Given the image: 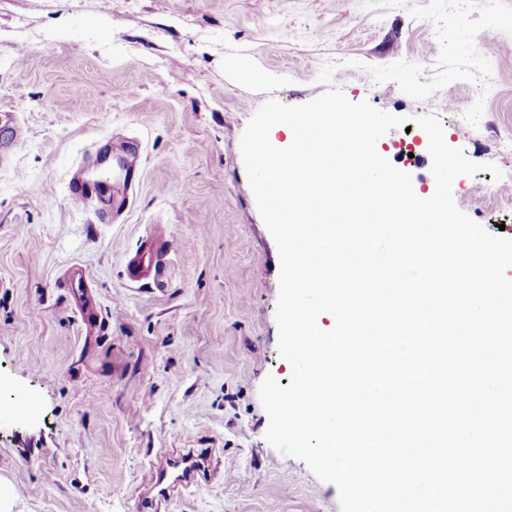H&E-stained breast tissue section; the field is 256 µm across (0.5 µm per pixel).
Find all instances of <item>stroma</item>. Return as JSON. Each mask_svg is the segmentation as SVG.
Returning a JSON list of instances; mask_svg holds the SVG:
<instances>
[{
	"mask_svg": "<svg viewBox=\"0 0 512 512\" xmlns=\"http://www.w3.org/2000/svg\"><path fill=\"white\" fill-rule=\"evenodd\" d=\"M331 85L435 115L449 146L512 169V0H0V483L30 490L11 512H135L157 451L186 448L214 449L212 470L160 512H341L335 484L265 438L260 385L291 370L279 252L241 153L266 101ZM427 139L399 127L377 149L431 194ZM134 145L139 185L69 200L79 164ZM491 178L456 177L455 203L512 239V185L490 195ZM157 225L165 283L131 282L125 259ZM75 265L101 305L91 330Z\"/></svg>",
	"mask_w": 512,
	"mask_h": 512,
	"instance_id": "obj_1",
	"label": "stroma"
}]
</instances>
